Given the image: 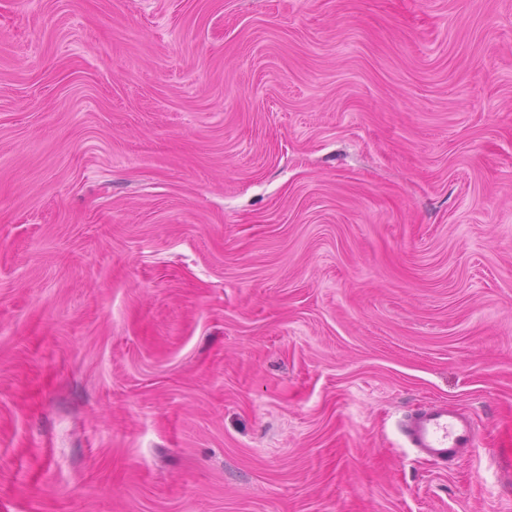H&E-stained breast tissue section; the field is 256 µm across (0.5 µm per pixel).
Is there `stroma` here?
<instances>
[{
    "label": "stroma",
    "instance_id": "35a3bbf8",
    "mask_svg": "<svg viewBox=\"0 0 512 512\" xmlns=\"http://www.w3.org/2000/svg\"><path fill=\"white\" fill-rule=\"evenodd\" d=\"M507 458L512 0H0V512H512ZM409 444L434 460H446L473 446V422L448 402L429 404L402 425Z\"/></svg>",
    "mask_w": 512,
    "mask_h": 512
}]
</instances>
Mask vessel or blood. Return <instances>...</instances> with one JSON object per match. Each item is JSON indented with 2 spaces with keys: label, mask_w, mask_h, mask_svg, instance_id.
Wrapping results in <instances>:
<instances>
[{
  "label": "vessel or blood",
  "mask_w": 512,
  "mask_h": 512,
  "mask_svg": "<svg viewBox=\"0 0 512 512\" xmlns=\"http://www.w3.org/2000/svg\"><path fill=\"white\" fill-rule=\"evenodd\" d=\"M402 430L412 448L434 460H446L473 445L472 420L445 402L409 416Z\"/></svg>",
  "instance_id": "vessel-or-blood-1"
}]
</instances>
